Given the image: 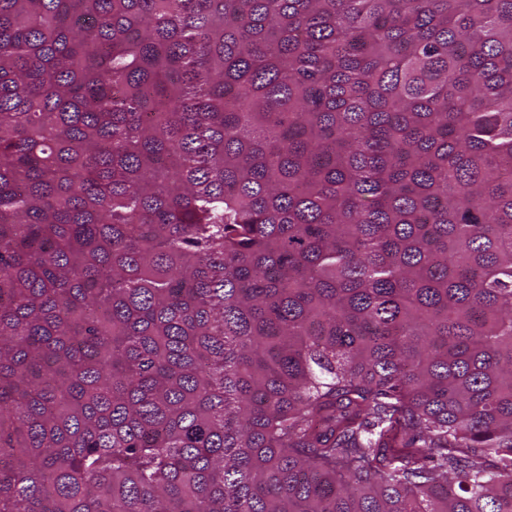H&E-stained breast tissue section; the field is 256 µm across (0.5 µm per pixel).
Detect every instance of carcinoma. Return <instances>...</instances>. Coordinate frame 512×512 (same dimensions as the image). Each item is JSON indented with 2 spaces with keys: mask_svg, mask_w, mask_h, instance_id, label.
<instances>
[{
  "mask_svg": "<svg viewBox=\"0 0 512 512\" xmlns=\"http://www.w3.org/2000/svg\"><path fill=\"white\" fill-rule=\"evenodd\" d=\"M0 512H512V0H0Z\"/></svg>",
  "mask_w": 512,
  "mask_h": 512,
  "instance_id": "obj_1",
  "label": "carcinoma"
}]
</instances>
